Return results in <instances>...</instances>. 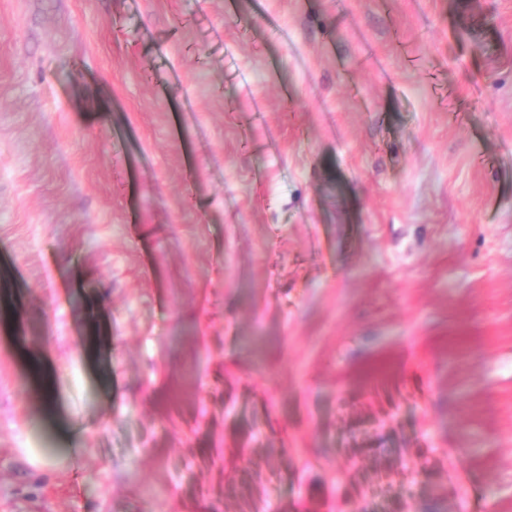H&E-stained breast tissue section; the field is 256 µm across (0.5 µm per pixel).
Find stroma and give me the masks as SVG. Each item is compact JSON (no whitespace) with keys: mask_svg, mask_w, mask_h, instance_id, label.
Segmentation results:
<instances>
[{"mask_svg":"<svg viewBox=\"0 0 512 512\" xmlns=\"http://www.w3.org/2000/svg\"><path fill=\"white\" fill-rule=\"evenodd\" d=\"M0 512H512V0H0Z\"/></svg>","mask_w":512,"mask_h":512,"instance_id":"35a3bbf8","label":"stroma"}]
</instances>
